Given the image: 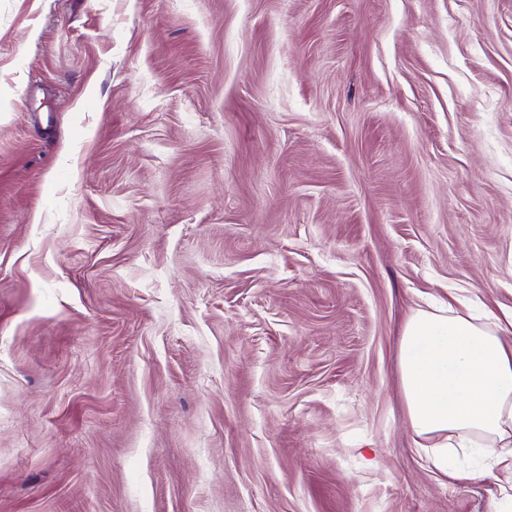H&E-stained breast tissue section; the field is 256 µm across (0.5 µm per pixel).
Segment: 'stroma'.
Returning a JSON list of instances; mask_svg holds the SVG:
<instances>
[{"label":"stroma","instance_id":"1","mask_svg":"<svg viewBox=\"0 0 512 512\" xmlns=\"http://www.w3.org/2000/svg\"><path fill=\"white\" fill-rule=\"evenodd\" d=\"M452 293L512 308V0H0V512H512L408 422Z\"/></svg>","mask_w":512,"mask_h":512}]
</instances>
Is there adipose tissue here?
<instances>
[{
  "instance_id": "obj_1",
  "label": "adipose tissue",
  "mask_w": 512,
  "mask_h": 512,
  "mask_svg": "<svg viewBox=\"0 0 512 512\" xmlns=\"http://www.w3.org/2000/svg\"><path fill=\"white\" fill-rule=\"evenodd\" d=\"M401 384L414 433L433 467L448 445L480 440L494 466L512 472V313L480 321L448 306L417 308L401 344Z\"/></svg>"
}]
</instances>
